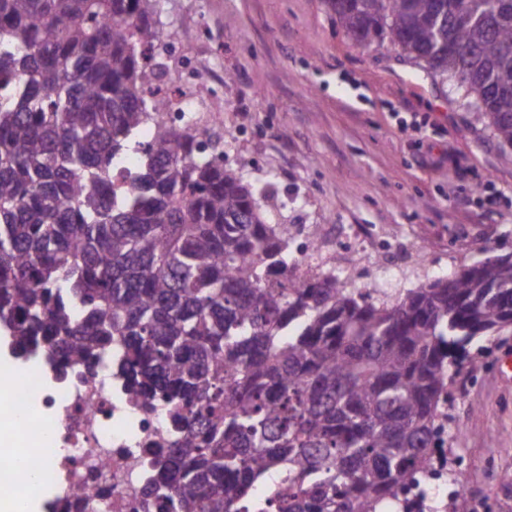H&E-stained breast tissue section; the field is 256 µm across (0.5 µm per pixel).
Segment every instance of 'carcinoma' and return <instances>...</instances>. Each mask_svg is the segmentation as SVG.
I'll use <instances>...</instances> for the list:
<instances>
[{
    "label": "carcinoma",
    "mask_w": 512,
    "mask_h": 512,
    "mask_svg": "<svg viewBox=\"0 0 512 512\" xmlns=\"http://www.w3.org/2000/svg\"><path fill=\"white\" fill-rule=\"evenodd\" d=\"M453 2L328 0L512 146V0ZM156 4L0 0V330L56 368L109 361L165 409L158 512H401L470 348L512 335V254L394 302L334 269L294 281L265 189L205 153L209 126L161 121Z\"/></svg>",
    "instance_id": "1"
}]
</instances>
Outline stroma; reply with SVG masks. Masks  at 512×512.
<instances>
[{"label":"stroma","mask_w":512,"mask_h":512,"mask_svg":"<svg viewBox=\"0 0 512 512\" xmlns=\"http://www.w3.org/2000/svg\"><path fill=\"white\" fill-rule=\"evenodd\" d=\"M175 89L208 77L211 130L227 167L265 184L267 220L320 231L309 268L368 287L399 264L395 289L452 275L482 247L512 254V147L471 125L449 85L391 44L367 48L328 0H159ZM512 335L476 343L450 387L463 435L446 448L473 512H512Z\"/></svg>","instance_id":"obj_1"}]
</instances>
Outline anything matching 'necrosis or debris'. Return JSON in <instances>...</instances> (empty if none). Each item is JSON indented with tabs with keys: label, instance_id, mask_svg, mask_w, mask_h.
<instances>
[{
	"label": "necrosis or debris",
	"instance_id": "obj_1",
	"mask_svg": "<svg viewBox=\"0 0 512 512\" xmlns=\"http://www.w3.org/2000/svg\"><path fill=\"white\" fill-rule=\"evenodd\" d=\"M44 358L34 356L7 368L10 389L0 412L20 444H37L17 469L0 458V486L30 497L54 489L55 512H145L149 451L168 441L155 413L136 405L101 364L95 377L77 372L49 379ZM445 453H434L423 493L408 498L406 512H427L448 490Z\"/></svg>",
	"mask_w": 512,
	"mask_h": 512
}]
</instances>
